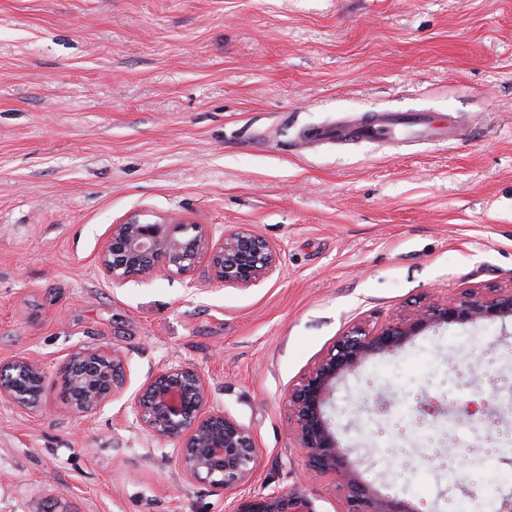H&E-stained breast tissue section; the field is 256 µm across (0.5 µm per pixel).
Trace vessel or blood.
<instances>
[{"label": "vessel or blood", "mask_w": 512, "mask_h": 512, "mask_svg": "<svg viewBox=\"0 0 512 512\" xmlns=\"http://www.w3.org/2000/svg\"><path fill=\"white\" fill-rule=\"evenodd\" d=\"M400 127L405 128L407 136L410 137L426 131L436 137L446 138L455 131L454 126L444 115L420 114L408 119H386L380 115H372L350 126L317 129L313 137L317 140L343 137L392 139Z\"/></svg>", "instance_id": "obj_1"}]
</instances>
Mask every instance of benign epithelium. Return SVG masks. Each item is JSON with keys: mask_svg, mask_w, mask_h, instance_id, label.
I'll list each match as a JSON object with an SVG mask.
<instances>
[{"mask_svg": "<svg viewBox=\"0 0 512 512\" xmlns=\"http://www.w3.org/2000/svg\"><path fill=\"white\" fill-rule=\"evenodd\" d=\"M177 222L163 218L142 223L129 216L111 227L99 253L98 264L114 284L157 273L189 276L204 263L212 278L226 286L250 288L272 276L280 256L260 235L246 227L224 232L216 239L211 228L194 225L196 236L186 242ZM512 319V288L491 297L467 294L445 303L416 309L399 322L374 333L354 329L338 337L328 353L290 390V432L298 442L308 476L332 475L343 492L345 512H412L405 502L384 496L361 484L357 463L331 430L326 409L336 382L367 360L397 352L421 332L455 323L468 325ZM30 374L29 389L22 392L4 382L7 374ZM44 365L30 356L0 362V398L36 412L42 407ZM61 379L81 386L72 395L74 413L83 415L120 396L127 385L126 364L115 351L83 349L73 353L61 369ZM208 388L203 374L186 365L160 370L136 392L134 406L140 423L153 436L175 443L183 471L191 478L224 488L248 483L255 472L260 448L255 437L234 417L207 410ZM468 419L486 430L496 422L485 417L486 406L466 399L459 404ZM440 411L436 401H419L416 426L424 427ZM231 512H315L313 500L303 493L273 490L242 496Z\"/></svg>", "mask_w": 512, "mask_h": 512, "instance_id": "benign-epithelium-1", "label": "benign epithelium"}]
</instances>
